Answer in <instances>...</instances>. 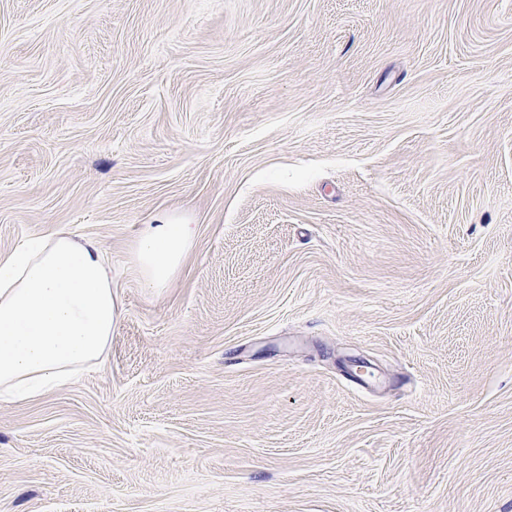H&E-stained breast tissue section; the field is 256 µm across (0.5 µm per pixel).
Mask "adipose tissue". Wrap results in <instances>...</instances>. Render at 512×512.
Instances as JSON below:
<instances>
[{
  "instance_id": "obj_1",
  "label": "adipose tissue",
  "mask_w": 512,
  "mask_h": 512,
  "mask_svg": "<svg viewBox=\"0 0 512 512\" xmlns=\"http://www.w3.org/2000/svg\"><path fill=\"white\" fill-rule=\"evenodd\" d=\"M196 234L164 214L143 225L133 252L143 283L167 287ZM120 317L98 242L51 229L0 257V399L41 396L104 365Z\"/></svg>"
}]
</instances>
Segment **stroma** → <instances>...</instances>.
<instances>
[{
	"label": "stroma",
	"mask_w": 512,
	"mask_h": 512,
	"mask_svg": "<svg viewBox=\"0 0 512 512\" xmlns=\"http://www.w3.org/2000/svg\"><path fill=\"white\" fill-rule=\"evenodd\" d=\"M49 229L122 317L0 401V512H512V0H0V255ZM155 222L143 224L133 252V263L147 287L164 288L193 244L197 227L179 224L166 214H159Z\"/></svg>",
	"instance_id": "35a3bbf8"
}]
</instances>
